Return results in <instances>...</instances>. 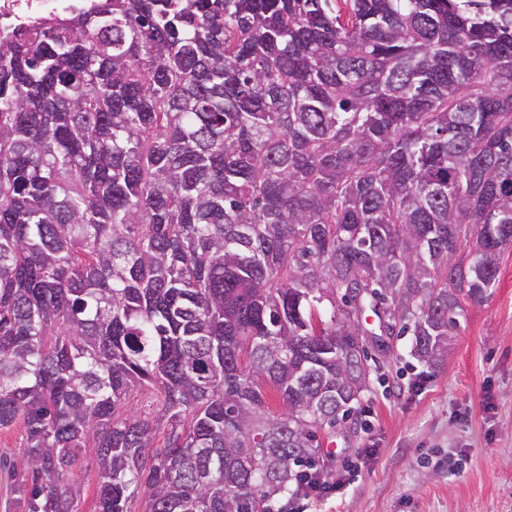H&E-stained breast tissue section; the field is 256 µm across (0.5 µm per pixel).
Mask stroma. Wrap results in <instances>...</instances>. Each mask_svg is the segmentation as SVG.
<instances>
[{"instance_id":"stroma-1","label":"stroma","mask_w":512,"mask_h":512,"mask_svg":"<svg viewBox=\"0 0 512 512\" xmlns=\"http://www.w3.org/2000/svg\"><path fill=\"white\" fill-rule=\"evenodd\" d=\"M437 369L413 364L394 336L349 417L321 436L337 489L312 512H512V252ZM24 428L0 431V512L20 463Z\"/></svg>"}]
</instances>
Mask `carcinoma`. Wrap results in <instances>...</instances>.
<instances>
[{"instance_id":"obj_1","label":"carcinoma","mask_w":512,"mask_h":512,"mask_svg":"<svg viewBox=\"0 0 512 512\" xmlns=\"http://www.w3.org/2000/svg\"><path fill=\"white\" fill-rule=\"evenodd\" d=\"M511 246L512 0H101L1 37L26 512H79L90 439L97 512H269L369 348L438 365ZM149 386L157 421L119 417Z\"/></svg>"}]
</instances>
